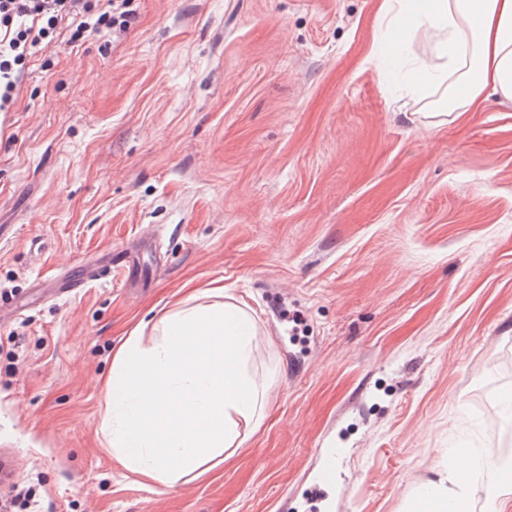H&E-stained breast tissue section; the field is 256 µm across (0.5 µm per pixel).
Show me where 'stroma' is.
I'll return each instance as SVG.
<instances>
[{"mask_svg": "<svg viewBox=\"0 0 512 512\" xmlns=\"http://www.w3.org/2000/svg\"><path fill=\"white\" fill-rule=\"evenodd\" d=\"M382 0H134L29 60L0 118V456L12 512H415L512 449V102L400 105ZM134 258L131 276L55 286ZM255 317L264 418L172 488L104 448L103 382L185 283Z\"/></svg>", "mask_w": 512, "mask_h": 512, "instance_id": "35a3bbf8", "label": "stroma"}]
</instances>
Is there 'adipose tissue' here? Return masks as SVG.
Masks as SVG:
<instances>
[{
	"label": "adipose tissue",
	"instance_id": "1",
	"mask_svg": "<svg viewBox=\"0 0 512 512\" xmlns=\"http://www.w3.org/2000/svg\"><path fill=\"white\" fill-rule=\"evenodd\" d=\"M400 22L392 44L432 39L431 61L411 67L404 93L446 92L451 112L478 108L484 93L512 101V0H384ZM223 287L187 289L151 339L128 338L105 379L106 448L125 468L165 486L213 469L263 418L269 387L248 370L255 319L224 301ZM512 512V451L449 454L416 494L419 512Z\"/></svg>",
	"mask_w": 512,
	"mask_h": 512
}]
</instances>
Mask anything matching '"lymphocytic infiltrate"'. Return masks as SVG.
I'll return each mask as SVG.
<instances>
[{
  "label": "lymphocytic infiltrate",
  "mask_w": 512,
  "mask_h": 512,
  "mask_svg": "<svg viewBox=\"0 0 512 512\" xmlns=\"http://www.w3.org/2000/svg\"><path fill=\"white\" fill-rule=\"evenodd\" d=\"M132 0H0V112L9 111L28 59L51 42L58 25L75 20L73 39L135 20Z\"/></svg>",
  "instance_id": "lymphocytic-infiltrate-1"
}]
</instances>
